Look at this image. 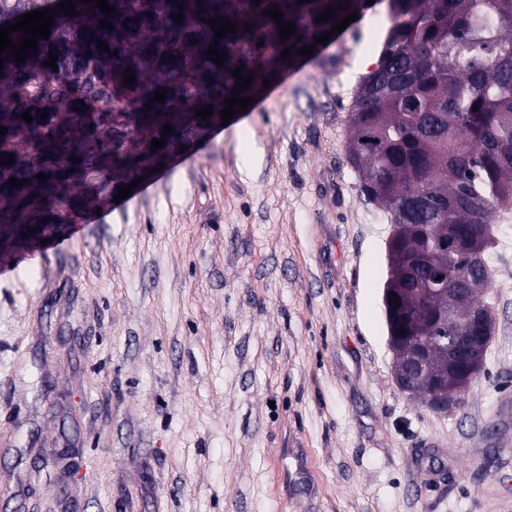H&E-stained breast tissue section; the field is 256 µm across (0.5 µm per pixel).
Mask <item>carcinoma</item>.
I'll return each mask as SVG.
<instances>
[{"label": "carcinoma", "mask_w": 512, "mask_h": 512, "mask_svg": "<svg viewBox=\"0 0 512 512\" xmlns=\"http://www.w3.org/2000/svg\"><path fill=\"white\" fill-rule=\"evenodd\" d=\"M108 16L93 0H0V25L36 9L56 10L49 39H37L35 54L21 64L4 52L0 68V236L10 242L37 227L74 224L86 202L73 193L83 185L105 199L122 179L161 166L185 135L208 123L195 110L225 107L239 83L252 78L239 98L257 95L346 15L363 19L367 0H106ZM343 3L347 8H337ZM389 26L377 69L365 75L348 119L346 153L367 200L390 216L394 232L389 262L403 276L397 310L425 297L453 306L454 295L429 294L428 272L413 265L427 252L431 272L448 274V287L471 273L477 250L490 241L492 215L512 200V0H377ZM277 6L278 24L264 11ZM336 16L316 22L326 8ZM181 15V23L173 16ZM230 20L236 33L214 39L211 25ZM106 20L113 28L100 27ZM296 32L280 41L281 24ZM264 45H258V40ZM107 43L110 52L97 47ZM218 43L223 66L206 56ZM290 49L288 56L281 55ZM57 51V70L45 65ZM134 75V85L124 83ZM165 101L151 102L155 91ZM29 112L32 121L22 119ZM46 112L48 116L40 117ZM173 132L163 135L164 125ZM141 134L137 151L125 147ZM164 145L153 150V139ZM15 163L5 164L9 154ZM43 173L47 180L37 178ZM15 178L23 186L9 188ZM466 242L448 248V225ZM486 295L456 307L453 325L463 336ZM404 331L399 359L428 347L434 371H448L449 327L424 311L399 316Z\"/></svg>", "instance_id": "cac0c4a2"}]
</instances>
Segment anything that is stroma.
<instances>
[{"label":"stroma","mask_w":512,"mask_h":512,"mask_svg":"<svg viewBox=\"0 0 512 512\" xmlns=\"http://www.w3.org/2000/svg\"><path fill=\"white\" fill-rule=\"evenodd\" d=\"M367 22L0 256V512H512V203L466 406L402 392L345 129ZM72 449L71 461L58 459Z\"/></svg>","instance_id":"1"}]
</instances>
